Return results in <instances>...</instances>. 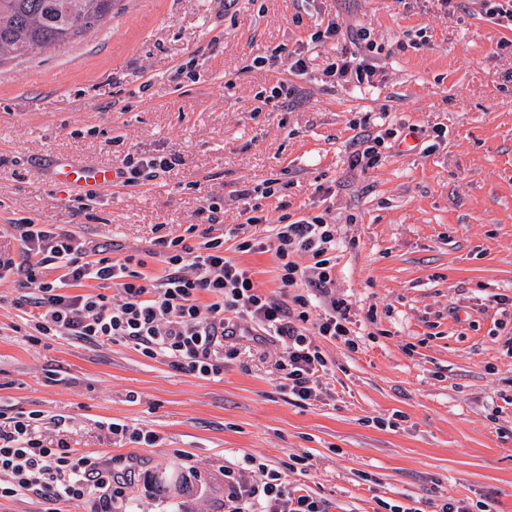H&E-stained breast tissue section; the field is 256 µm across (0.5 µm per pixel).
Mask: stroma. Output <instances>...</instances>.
Wrapping results in <instances>:
<instances>
[{
  "label": "stroma",
  "mask_w": 512,
  "mask_h": 512,
  "mask_svg": "<svg viewBox=\"0 0 512 512\" xmlns=\"http://www.w3.org/2000/svg\"><path fill=\"white\" fill-rule=\"evenodd\" d=\"M370 30L374 85L330 82L347 41L310 51L306 74L279 68L322 9ZM268 57L255 67V57ZM299 91L259 107L277 81ZM415 130L414 146L350 167L356 132ZM177 151L180 165L136 185L84 195L55 165L121 168L127 154ZM279 179L283 214L328 211L336 295L352 301L357 350L322 341L321 402L279 388L282 345L241 338L224 372L203 379L125 342L28 338L25 290L0 283V413L43 411L49 439L111 456L134 477L129 512H224V471L287 473L327 512H412L444 502L512 512V29L476 0H118L96 36L0 65V251L17 224H54L162 274L158 233L197 244L206 208L240 221L242 189ZM225 255L278 293L273 251ZM504 327H497V320ZM117 419L155 431L149 447L103 430ZM98 497L0 499V512H99Z\"/></svg>",
  "instance_id": "stroma-1"
}]
</instances>
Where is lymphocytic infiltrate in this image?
<instances>
[{
	"label": "lymphocytic infiltrate",
	"instance_id": "1",
	"mask_svg": "<svg viewBox=\"0 0 512 512\" xmlns=\"http://www.w3.org/2000/svg\"><path fill=\"white\" fill-rule=\"evenodd\" d=\"M350 40L359 49L325 70L340 83H373L378 75L372 61L370 31L342 27L335 18L317 24L309 41ZM179 154H127L119 177L135 183L180 164ZM277 179L268 178L243 190L248 199L237 227L235 248L241 252L273 248L280 288L292 289L290 300L262 292L252 272L226 258L223 235L204 231L198 245L184 237H157L165 269L151 278L133 270L132 257L107 254L102 243L60 231L52 224L14 225L21 244L18 256L0 254V281L17 278L28 288L22 303L33 307L31 342L43 336H71L102 343L126 342L142 355L162 359L174 370L202 378L224 372V348L238 336H272L284 347L281 390L298 403L319 400L330 367L320 340L346 348L358 347L352 305L336 297V227L324 213H307L258 234L267 218L262 200L278 195ZM311 259L300 266L298 255ZM59 276L47 280V269ZM97 292H84L86 281ZM117 289L112 300L108 289ZM208 293L210 303L200 301ZM42 411L21 412L0 427V498L34 493L49 500L82 501L100 495L103 512H113L120 497L111 459L79 453L65 439L48 442L42 434ZM260 480L228 476L224 485L226 512H325L321 500L290 487L285 474L258 464Z\"/></svg>",
	"mask_w": 512,
	"mask_h": 512
}]
</instances>
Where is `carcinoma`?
I'll return each instance as SVG.
<instances>
[{"label":"carcinoma","mask_w":512,"mask_h":512,"mask_svg":"<svg viewBox=\"0 0 512 512\" xmlns=\"http://www.w3.org/2000/svg\"><path fill=\"white\" fill-rule=\"evenodd\" d=\"M111 17L112 0H0V65L60 51Z\"/></svg>","instance_id":"obj_1"}]
</instances>
